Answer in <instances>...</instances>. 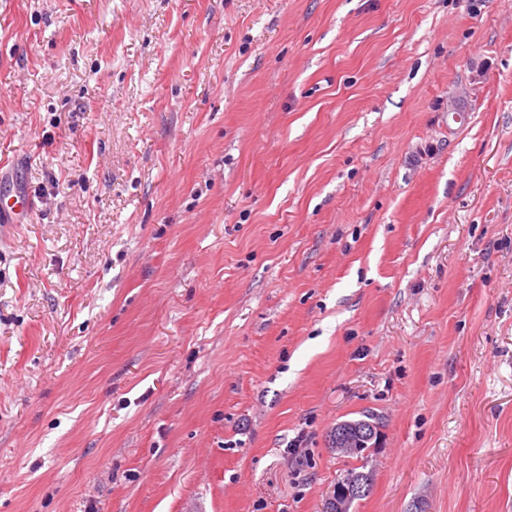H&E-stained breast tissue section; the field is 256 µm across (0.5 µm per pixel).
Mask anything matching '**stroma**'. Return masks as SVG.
Segmentation results:
<instances>
[{"label": "stroma", "mask_w": 512, "mask_h": 512, "mask_svg": "<svg viewBox=\"0 0 512 512\" xmlns=\"http://www.w3.org/2000/svg\"><path fill=\"white\" fill-rule=\"evenodd\" d=\"M20 189L0 512H512V0H0ZM365 419H357L354 421H347L336 425L335 430L330 435V442L332 445V436L336 435L339 431L353 432L359 431L363 435L360 443L352 445V450L347 454L349 456H356V459L365 461L368 459L370 449L376 444L378 436V419L372 413L362 415ZM368 436V437H366ZM374 440V442H372Z\"/></svg>", "instance_id": "obj_1"}]
</instances>
